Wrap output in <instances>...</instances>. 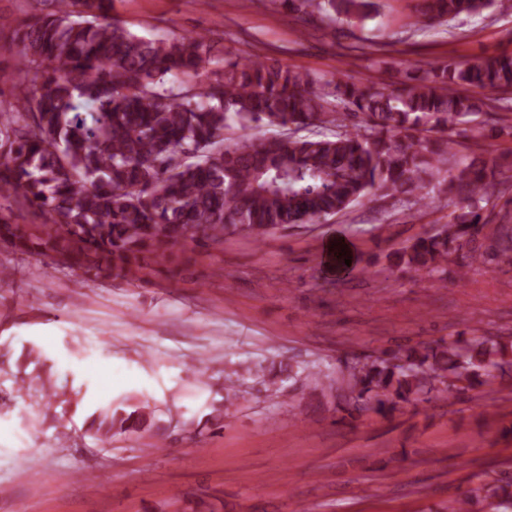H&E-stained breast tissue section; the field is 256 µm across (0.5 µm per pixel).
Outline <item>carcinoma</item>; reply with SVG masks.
<instances>
[{"label":"carcinoma","mask_w":512,"mask_h":512,"mask_svg":"<svg viewBox=\"0 0 512 512\" xmlns=\"http://www.w3.org/2000/svg\"><path fill=\"white\" fill-rule=\"evenodd\" d=\"M22 33L13 87L0 110V202L28 205L42 224L0 214V245L94 273H130L139 255L163 259L178 246L226 235L263 240L272 228L311 224L370 197L412 208L445 197L458 211L432 234L389 256L418 279L462 281L475 266L512 261V222L483 219L512 192L495 158L459 165L455 137L478 140L487 103L469 88L512 89V54L450 62L393 88L338 71L325 80L274 58L226 51L204 36L150 39L113 14V0H47ZM293 13L361 20L368 0H281ZM495 0H422L414 26L448 25ZM293 126L306 130L287 134ZM261 127L275 134L255 133ZM237 135L228 138L226 131ZM497 250L482 249L479 237ZM512 371V342L479 330L385 351L325 389L349 418L388 416L403 404L466 393ZM254 380L267 391L321 380L309 366L274 359L225 373L224 408ZM154 412L112 407L90 416L99 440L112 429L153 428ZM448 512H512V480L491 478L448 502Z\"/></svg>","instance_id":"1"}]
</instances>
